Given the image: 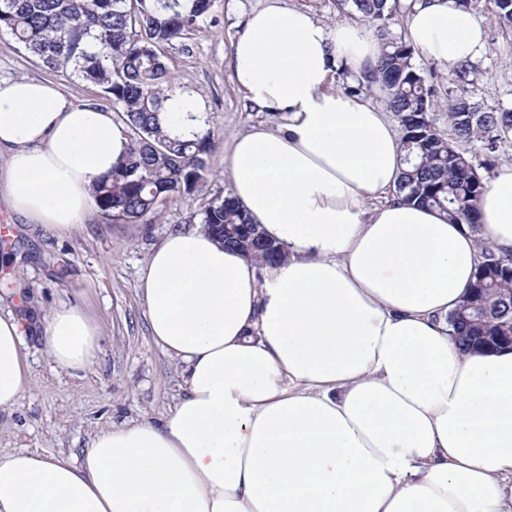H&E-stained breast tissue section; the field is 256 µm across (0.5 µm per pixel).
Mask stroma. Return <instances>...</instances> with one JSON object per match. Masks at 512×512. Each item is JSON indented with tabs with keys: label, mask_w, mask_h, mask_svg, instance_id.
I'll list each match as a JSON object with an SVG mask.
<instances>
[{
	"label": "stroma",
	"mask_w": 512,
	"mask_h": 512,
	"mask_svg": "<svg viewBox=\"0 0 512 512\" xmlns=\"http://www.w3.org/2000/svg\"><path fill=\"white\" fill-rule=\"evenodd\" d=\"M265 0H211L195 31L163 48L177 87L199 94L210 117L214 147L201 187L171 196L160 216L115 223L94 213L61 236L27 223L0 197V310L21 322L29 382L15 408L0 412V449L81 460L99 431L130 421H162L182 391V367L153 343L139 277L150 252L172 230L190 225L208 199L231 189L224 166L236 136L257 124L276 126L278 117L253 110L226 66L238 22ZM486 38L475 59L471 84L453 69L422 56L413 61L436 89L435 125L447 130V96L483 108L512 109V36L495 24L487 0L475 11ZM28 77L56 83L75 102L104 109L112 103L96 87L66 71H52L30 56L10 34L0 33V78ZM80 306L101 331L100 350L86 369L58 366L47 354L38 319L61 304Z\"/></svg>",
	"instance_id": "obj_1"
}]
</instances>
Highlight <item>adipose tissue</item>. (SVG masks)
<instances>
[{"label": "adipose tissue", "mask_w": 512, "mask_h": 512, "mask_svg": "<svg viewBox=\"0 0 512 512\" xmlns=\"http://www.w3.org/2000/svg\"><path fill=\"white\" fill-rule=\"evenodd\" d=\"M407 40L441 66L474 60L485 29L448 0H407ZM381 46L268 0L238 25L234 84L282 123L238 135L232 196L287 250L277 266L203 228L169 232L139 281L150 336L183 367L166 418L98 432L81 461L0 451V512H512V349L461 352L448 314L482 261L512 252V163L449 223L395 194L401 140L384 106L333 86ZM206 107L174 90L169 135L205 134ZM127 127L51 81L0 79V195L64 235L96 206L93 181ZM101 333L75 305L42 319L60 367L82 370ZM18 320L0 313V411L27 384Z\"/></svg>", "instance_id": "1"}]
</instances>
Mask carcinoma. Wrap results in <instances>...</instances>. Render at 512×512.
Instances as JSON below:
<instances>
[{
	"label": "carcinoma",
	"instance_id": "obj_1",
	"mask_svg": "<svg viewBox=\"0 0 512 512\" xmlns=\"http://www.w3.org/2000/svg\"><path fill=\"white\" fill-rule=\"evenodd\" d=\"M499 28L512 33V0H489ZM210 0H0V31L5 30L50 69L69 70L99 88L116 108V120L129 129L124 162L108 178H96L98 207L108 220L134 223L158 212L166 197L190 193L204 180L213 149L211 136L193 140L168 135L161 112L175 88L162 47L196 29ZM372 24L382 55L374 74L358 86L384 93L401 133L403 171L397 192L407 201L442 211L451 223L475 226L476 202L485 180L474 163L480 148L495 152L512 134V111H480L465 99H448V133L433 125L429 109L435 89L413 62L406 43L386 38L398 0H338ZM199 223L225 246L246 258L274 266L285 257L267 240L230 195L212 197ZM480 263L468 294L480 289L491 311L474 322L448 315L460 346L469 350L476 336L500 334L499 300L512 305V255L481 246Z\"/></svg>",
	"mask_w": 512,
	"mask_h": 512
}]
</instances>
